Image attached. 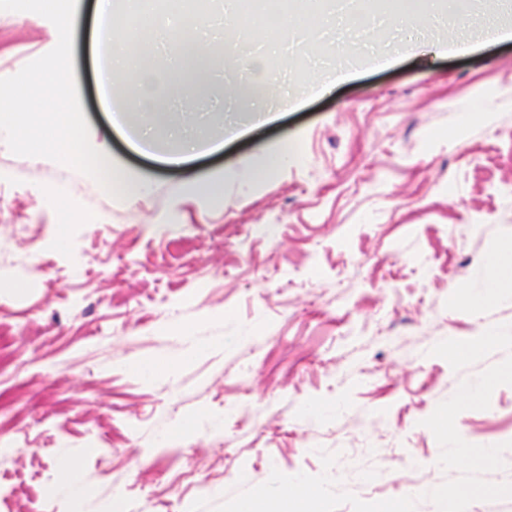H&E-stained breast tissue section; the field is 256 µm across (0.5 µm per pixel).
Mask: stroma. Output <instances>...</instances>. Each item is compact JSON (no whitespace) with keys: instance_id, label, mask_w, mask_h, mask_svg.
I'll list each match as a JSON object with an SVG mask.
<instances>
[{"instance_id":"obj_1","label":"stroma","mask_w":512,"mask_h":512,"mask_svg":"<svg viewBox=\"0 0 512 512\" xmlns=\"http://www.w3.org/2000/svg\"><path fill=\"white\" fill-rule=\"evenodd\" d=\"M490 2L462 24L450 0L384 44L377 29L335 24L325 39L353 46L354 62L313 55L302 73L295 49L269 50L252 19L247 51L275 73L257 98L289 102L260 126L224 73L212 18L198 34L215 58L198 130L222 148L173 167L174 140L145 156L111 130L94 0H79L72 56L90 142L150 190L118 199L0 141V328L31 415L0 429V512H213L272 470L321 474L325 451L338 490L437 512L424 492L458 473L422 421L506 353L456 371L430 350L512 324V275L486 264L512 245V0ZM494 18L508 38L489 41ZM53 29L0 11V73L51 51ZM284 148L287 164L261 175ZM487 278L496 298L456 302ZM189 333L203 353L176 375H140ZM190 417L198 427L170 438ZM456 422L468 443L512 442V386ZM65 458L81 500L59 483Z\"/></svg>"}]
</instances>
